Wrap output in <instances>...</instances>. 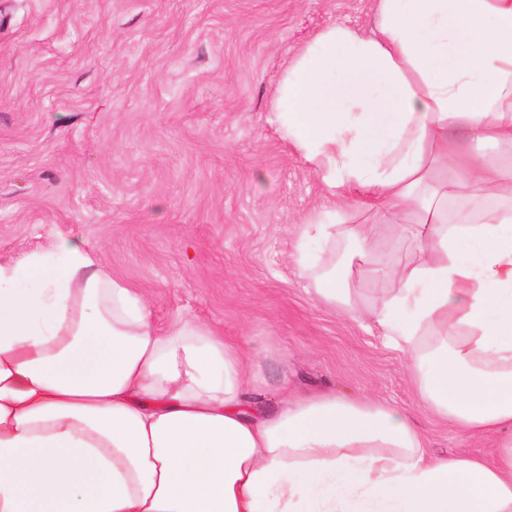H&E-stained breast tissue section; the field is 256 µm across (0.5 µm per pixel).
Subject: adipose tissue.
I'll return each mask as SVG.
<instances>
[{"mask_svg": "<svg viewBox=\"0 0 512 512\" xmlns=\"http://www.w3.org/2000/svg\"><path fill=\"white\" fill-rule=\"evenodd\" d=\"M271 121L332 200L294 256L319 300L370 321L493 453L433 455L371 397L268 405L241 344L192 318L156 330L58 237L0 262V512H512V0H373L370 30L332 23L296 55ZM357 204L377 224L342 223ZM379 225L413 245L396 267L371 256ZM341 238L342 264L310 258ZM358 268L395 283L360 305Z\"/></svg>", "mask_w": 512, "mask_h": 512, "instance_id": "1", "label": "adipose tissue"}]
</instances>
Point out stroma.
Instances as JSON below:
<instances>
[{
  "label": "stroma",
  "instance_id": "35a3bbf8",
  "mask_svg": "<svg viewBox=\"0 0 512 512\" xmlns=\"http://www.w3.org/2000/svg\"><path fill=\"white\" fill-rule=\"evenodd\" d=\"M371 16V0H0V260L87 242L158 329L191 317L247 341L268 402L284 381L372 394L432 453L485 455L293 260L330 200L270 121L278 83L327 25Z\"/></svg>",
  "mask_w": 512,
  "mask_h": 512
}]
</instances>
